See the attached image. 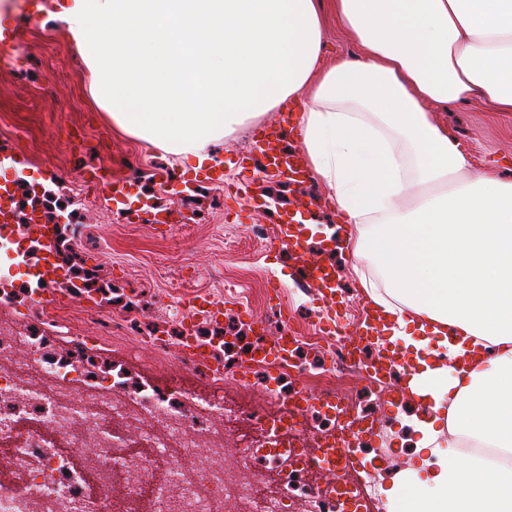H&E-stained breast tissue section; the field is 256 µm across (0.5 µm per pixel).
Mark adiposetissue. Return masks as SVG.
Here are the masks:
<instances>
[{
  "label": "adipose tissue",
  "instance_id": "ef3b65f1",
  "mask_svg": "<svg viewBox=\"0 0 512 512\" xmlns=\"http://www.w3.org/2000/svg\"><path fill=\"white\" fill-rule=\"evenodd\" d=\"M331 2L355 57L326 60ZM114 126L189 163L292 104L339 244L410 372L412 465L385 512H512V181L474 172L433 104L512 112V0H52Z\"/></svg>",
  "mask_w": 512,
  "mask_h": 512
}]
</instances>
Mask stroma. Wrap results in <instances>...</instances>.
<instances>
[{
	"label": "stroma",
	"mask_w": 512,
	"mask_h": 512,
	"mask_svg": "<svg viewBox=\"0 0 512 512\" xmlns=\"http://www.w3.org/2000/svg\"><path fill=\"white\" fill-rule=\"evenodd\" d=\"M12 2L15 36L5 50L6 62L0 63V156L22 148L28 156L24 175L32 184L50 183L61 172L75 177L98 162L111 164L113 172L123 177H129L125 166L129 159L146 171L164 169L170 174V186L131 179L129 204L140 207L150 193L161 208L195 217L194 222L173 228L147 220L131 224L106 206L107 193L101 188L96 191L97 202L75 216L83 238L78 241L65 235L66 263L87 269L91 288H138L145 294L144 303L131 314L138 335L120 343L101 336L105 356L117 358L124 351H136L133 369L144 379L163 387L178 380L206 393L207 379L191 375L175 358L165 365L158 363L141 336L163 322L161 301L182 295L214 294L225 313H234L235 298L222 292L228 279L247 288L255 318L269 331H276L282 317L313 342L321 324L337 315L347 316L350 330H359L370 304L356 277L340 262L336 244L343 227L331 205L330 188L317 181L298 185L276 172L254 168L252 158L258 153L254 132L277 122L278 112L265 113L216 145L213 168L217 178L208 180L175 156L114 129L106 114L90 101L87 70L60 27L36 9V0ZM438 118L471 155L474 171L492 169L512 180V112H491L481 102L472 101L439 110ZM77 130L95 145L94 155L69 150L68 135ZM250 177L258 181L261 200L226 192L227 183ZM295 215L306 226L310 252L338 266L334 298L305 293L294 285L292 249L274 238L273 232ZM228 236L236 237L238 248L225 249ZM272 278L284 286L278 317L272 315L264 298ZM113 310L108 302L97 314L91 304L76 299L44 329L63 350L70 341L58 336V324L68 325L72 336H100V316ZM381 389L380 409L388 418L390 445L398 450L395 464L403 468L409 454L399 450L395 434L406 398L395 378H385Z\"/></svg>",
	"instance_id": "1"
}]
</instances>
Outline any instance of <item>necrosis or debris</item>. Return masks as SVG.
Returning <instances> with one entry per match:
<instances>
[{
	"label": "necrosis or debris",
	"mask_w": 512,
	"mask_h": 512,
	"mask_svg": "<svg viewBox=\"0 0 512 512\" xmlns=\"http://www.w3.org/2000/svg\"><path fill=\"white\" fill-rule=\"evenodd\" d=\"M197 339L219 355L237 350L238 364L250 367L248 387L265 395L272 415L228 408L219 384L204 397L180 382L161 387L133 381L121 368L92 371L81 336L74 337L68 353L57 354L41 328L29 327L22 336L0 334V357L23 352V366L35 368L44 379L37 386L24 385L18 370L0 372V443L10 445L11 463L22 470L21 479H0V512H56L61 504L71 512H116L112 485L121 477L129 480V497H154L156 512H222L223 473L203 468L191 477L181 462L195 453L198 436L219 420L235 434L238 463L251 475L250 481L236 485L234 494L248 500L254 512H289L298 502L304 512H340L338 494L308 479L318 470L317 455L295 445L308 425L321 427L326 435L336 431V412L319 406L298 424L284 420L285 403L293 396L287 386L291 372L305 364L320 369L318 345H305L302 337L293 336V361L273 375L253 357L263 337L250 326H243L238 336L212 332ZM360 365L361 356L347 340L344 326H337L322 396H336L335 381ZM73 385L85 388L87 396L71 416L65 390ZM131 406L162 421L163 429L138 433L134 442L117 448L101 447V440L115 436V414ZM254 428L266 432L267 446L250 441ZM282 465L290 468L287 478L275 492H261L258 485L266 473Z\"/></svg>",
	"instance_id": "4bbe7bcc"
}]
</instances>
